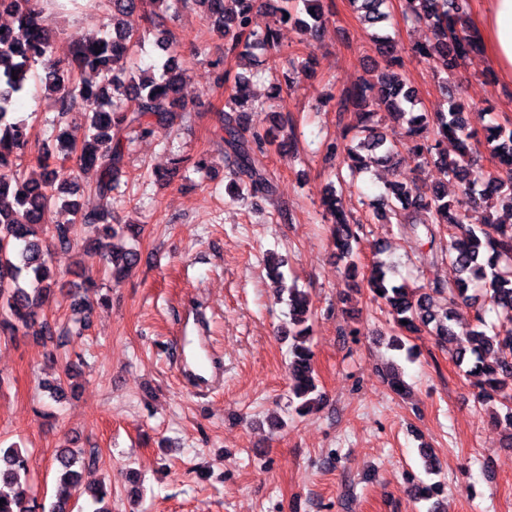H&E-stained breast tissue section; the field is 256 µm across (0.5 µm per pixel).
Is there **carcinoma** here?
I'll list each match as a JSON object with an SVG mask.
<instances>
[{"label": "carcinoma", "instance_id": "cac0c4a2", "mask_svg": "<svg viewBox=\"0 0 512 512\" xmlns=\"http://www.w3.org/2000/svg\"><path fill=\"white\" fill-rule=\"evenodd\" d=\"M112 14L109 33L98 37L72 36V51L65 62L51 58L52 18L41 0H0V14L13 17V26L0 33V338L14 340L26 336L37 322V315L63 287L67 272L57 269L54 254L68 251L84 241L90 259L103 262L112 277H121L138 265L134 247H118L115 240L140 234V228L112 223V200L121 194L129 134L141 136L153 127L173 122L174 114L186 111L180 92L187 75L178 64L179 43L159 33L156 44L166 55L160 74L151 69L127 66L136 48L145 39L140 28L144 0H108ZM165 10L192 4L206 17L210 32L226 42L227 53L246 58L254 51H265L282 60L292 77L309 71L294 53L279 43L278 30L270 26L253 29L252 12L256 0H151ZM278 23L294 24L304 37L318 38L327 16L323 0H282ZM360 20L372 29L382 63L376 72L343 91L334 107L338 112L354 111L357 140L343 148L327 145L328 154L343 156L350 176L367 170L370 164L385 163L404 155L412 160H433L443 178L457 182L459 193L448 198L444 183L430 193L410 197L403 185L391 183L380 195L377 218L395 222L403 232L423 240L428 250L420 253L421 265L446 261L457 276L436 280L429 285L434 293L448 294V306L436 310L428 294L396 284L388 278V267L373 262L368 286L374 297L388 308L401 331L427 333L439 343L448 344V354L466 374L478 379L477 400L496 401L503 419L512 430V330L502 334L486 321V308L498 318L512 323V224L487 218L481 224L467 223L472 206L494 209L507 204L512 213V126L487 124L473 126L468 105L448 92L445 112H423L416 108L414 88L395 71L401 66V50L385 31L389 20L386 0H349ZM411 21L424 24L434 35L433 42L412 47L414 56L432 65L443 82H450L461 63L482 50L477 29L470 24V0H408ZM40 65L41 70L33 69ZM34 81L54 97L56 120L54 147H44L37 157L38 176H25L22 162L32 137L29 118L18 115L16 103ZM229 74L217 72L215 84L228 87L224 98V158L239 197L268 199L276 192L273 178L260 155L274 143L275 135L250 130L239 112L247 104L243 77L227 86ZM83 112L86 132L77 140L69 133L70 117L77 104ZM382 105L386 115L407 124L409 140L403 149L387 142L372 124L373 105ZM454 144L448 156L444 144ZM490 148L493 171H484L476 146ZM96 167L100 175L91 191L103 201L96 209H86L75 196L81 189L77 172ZM331 217V240L345 261L347 277L358 269L355 247L360 244L363 224L340 207L337 190L330 189L323 201ZM57 212L68 218L53 220ZM448 230L450 244L437 245L442 230ZM270 275L288 293V335L293 343L288 363L291 394L300 403L298 416L309 411L321 398L317 393L314 353L310 345L311 314L306 298L296 288L284 284L280 265L270 264ZM87 322L56 329L41 325L40 338L81 334ZM58 481L65 498L48 505L37 502V495L26 494L32 480L30 453L16 444L0 446V512H107L102 506L107 496L102 484H81L85 460L71 448H61L56 457ZM437 485L422 481L412 484L414 500L430 501Z\"/></svg>", "mask_w": 512, "mask_h": 512}]
</instances>
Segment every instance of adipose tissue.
Listing matches in <instances>:
<instances>
[{"label": "adipose tissue", "mask_w": 512, "mask_h": 512, "mask_svg": "<svg viewBox=\"0 0 512 512\" xmlns=\"http://www.w3.org/2000/svg\"><path fill=\"white\" fill-rule=\"evenodd\" d=\"M476 17L484 52L502 77L512 79V0H483Z\"/></svg>", "instance_id": "obj_1"}]
</instances>
